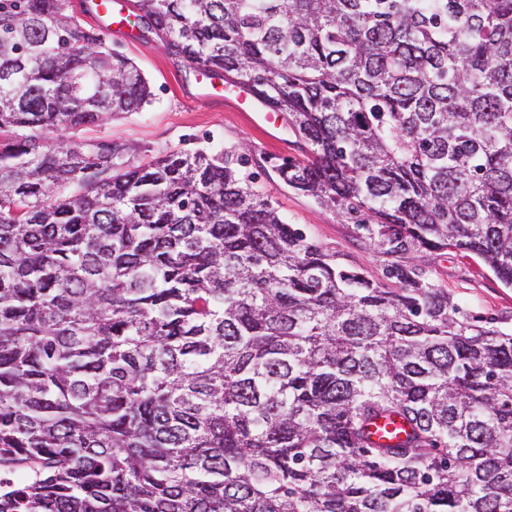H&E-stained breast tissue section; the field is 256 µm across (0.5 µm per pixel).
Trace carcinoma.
<instances>
[{
  "label": "carcinoma",
  "mask_w": 512,
  "mask_h": 512,
  "mask_svg": "<svg viewBox=\"0 0 512 512\" xmlns=\"http://www.w3.org/2000/svg\"><path fill=\"white\" fill-rule=\"evenodd\" d=\"M66 2L0 0V512H512V327L415 263L512 287V0L133 4L288 118L383 281L236 149L45 142L152 97ZM417 263L473 315L512 325V288L504 286L476 256L448 249L419 254Z\"/></svg>",
  "instance_id": "cac0c4a2"
}]
</instances>
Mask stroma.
I'll list each match as a JSON object with an SVG mask.
<instances>
[{"label": "stroma", "instance_id": "35a3bbf8", "mask_svg": "<svg viewBox=\"0 0 512 512\" xmlns=\"http://www.w3.org/2000/svg\"><path fill=\"white\" fill-rule=\"evenodd\" d=\"M106 42L140 68L154 97L139 112L74 131L76 140L125 145L126 160L135 164L167 151L220 152L245 145L249 171L256 173L258 187L278 205L288 223L299 225L347 265L361 269L369 278L382 279V256L358 240L336 213L279 181L276 165L285 159H304L307 153L289 128L271 130L254 122L251 112L227 102L223 86H216L210 95H197V72L171 56L159 38L144 42L120 32ZM418 263L464 309L512 323V288L504 286L476 256L448 249L421 254Z\"/></svg>", "mask_w": 512, "mask_h": 512}]
</instances>
